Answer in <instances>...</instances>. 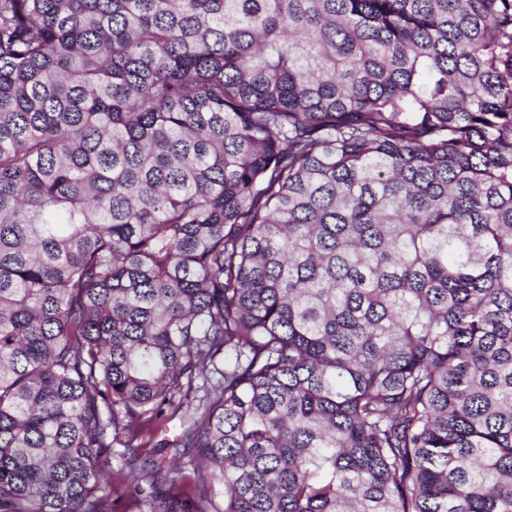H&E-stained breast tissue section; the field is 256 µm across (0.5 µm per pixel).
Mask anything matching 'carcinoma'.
<instances>
[{"label":"carcinoma","mask_w":512,"mask_h":512,"mask_svg":"<svg viewBox=\"0 0 512 512\" xmlns=\"http://www.w3.org/2000/svg\"><path fill=\"white\" fill-rule=\"evenodd\" d=\"M129 494L512 512V0H0V512Z\"/></svg>","instance_id":"1"}]
</instances>
